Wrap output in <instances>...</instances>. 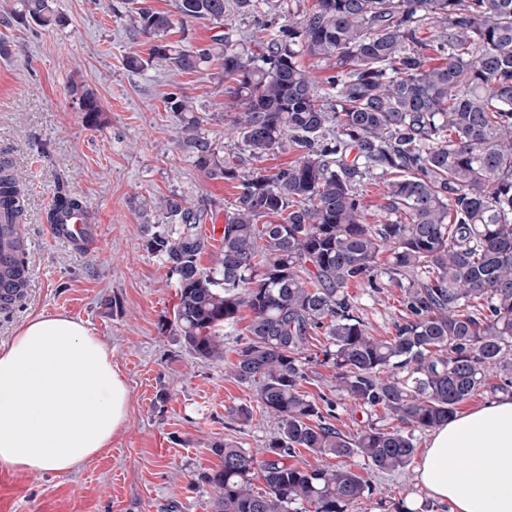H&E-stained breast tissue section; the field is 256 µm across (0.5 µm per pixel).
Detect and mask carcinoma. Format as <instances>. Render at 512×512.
Listing matches in <instances>:
<instances>
[{
	"mask_svg": "<svg viewBox=\"0 0 512 512\" xmlns=\"http://www.w3.org/2000/svg\"><path fill=\"white\" fill-rule=\"evenodd\" d=\"M231 6L258 15L284 2L173 0L171 14L129 11V29L151 45L146 59L125 56L127 70L192 73L222 61L234 152L220 154L189 97L171 93L167 107L193 165L239 189L213 266L199 263L208 209L181 197L162 201L180 223L175 232L140 209L146 247L176 277L173 325L195 356H221L220 330L250 310L231 374L255 386L280 423L261 461L230 440L214 446L219 465L204 475L213 512H290L296 503L351 512L375 488L349 459L377 474L403 472L415 432L448 422L481 393L512 397V0H315L299 21L266 25L257 52L222 34L200 48L168 40L174 18L221 29ZM10 20L62 23L50 0H17ZM431 26L436 34L421 39ZM303 55L332 63L325 87ZM81 110L93 123L102 112L89 93ZM276 150L296 159L271 174L246 170ZM373 176L397 219L365 223L359 186ZM17 183L0 178V203L23 217ZM383 276L402 307L384 338L348 293L359 282L378 292ZM318 334L334 400L302 390L306 346ZM346 398L383 416L347 435L335 423ZM297 448L316 463L294 461Z\"/></svg>",
	"mask_w": 512,
	"mask_h": 512,
	"instance_id": "cac0c4a2",
	"label": "carcinoma"
}]
</instances>
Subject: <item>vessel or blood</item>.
Instances as JSON below:
<instances>
[{"label": "vessel or blood", "instance_id": "vessel-or-blood-1", "mask_svg": "<svg viewBox=\"0 0 512 512\" xmlns=\"http://www.w3.org/2000/svg\"><path fill=\"white\" fill-rule=\"evenodd\" d=\"M47 230L52 239L72 251L85 253L100 241V227L93 224L86 209L59 213ZM33 240L27 225L14 223L10 210L0 207V311L15 308L26 290V278L16 277L20 258L29 256Z\"/></svg>", "mask_w": 512, "mask_h": 512}]
</instances>
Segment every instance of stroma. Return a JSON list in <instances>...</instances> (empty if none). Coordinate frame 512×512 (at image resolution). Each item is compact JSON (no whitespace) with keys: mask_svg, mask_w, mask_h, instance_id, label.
Wrapping results in <instances>:
<instances>
[{"mask_svg":"<svg viewBox=\"0 0 512 512\" xmlns=\"http://www.w3.org/2000/svg\"><path fill=\"white\" fill-rule=\"evenodd\" d=\"M173 0H54L63 26L0 25V158L11 160L28 198L27 224L35 243L29 298L0 314V344L39 315L83 321L112 354L129 388L127 418L112 446L68 474L17 475L11 512H213L202 476L219 462L214 444L234 440L261 455L278 432L277 419L256 402L253 386L230 375L229 364L247 334L241 310L224 337L223 356L192 355L173 326L175 280L146 248L139 208L153 223L173 225L159 204L171 196L212 204L213 215L234 202V184L208 179L180 142L179 120L164 99L181 93L204 117L201 126L223 152L226 96L222 67L185 74L167 67L141 72L123 65L149 43L130 31L131 8L168 12ZM99 100L97 122L79 108L83 92ZM81 198L101 227V244L73 252L46 235V217L60 191ZM373 335L394 332L399 291L349 286ZM251 407L248 424L229 423L227 411ZM378 491L353 512H392L403 500L423 512H449L427 498L415 468L373 478Z\"/></svg>","mask_w":512,"mask_h":512,"instance_id":"1","label":"stroma"}]
</instances>
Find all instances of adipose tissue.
I'll list each match as a JSON object with an SVG mask.
<instances>
[{"mask_svg":"<svg viewBox=\"0 0 512 512\" xmlns=\"http://www.w3.org/2000/svg\"><path fill=\"white\" fill-rule=\"evenodd\" d=\"M128 403L111 353L82 321L29 319L0 346V470H76L111 447ZM416 481L451 512H512V400L434 429Z\"/></svg>","mask_w":512,"mask_h":512,"instance_id":"obj_1","label":"adipose tissue"}]
</instances>
